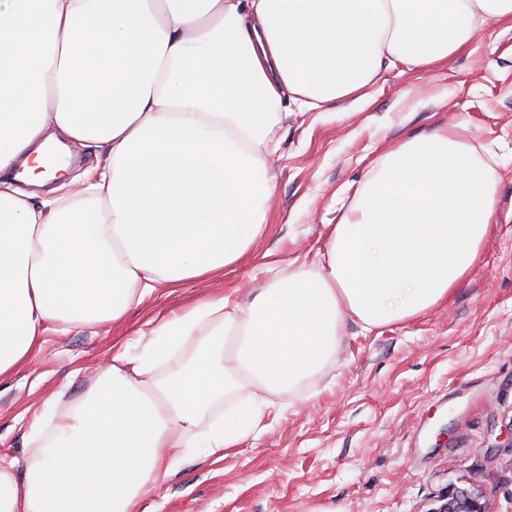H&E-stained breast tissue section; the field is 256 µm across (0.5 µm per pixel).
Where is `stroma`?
<instances>
[{
    "label": "stroma",
    "instance_id": "obj_1",
    "mask_svg": "<svg viewBox=\"0 0 512 512\" xmlns=\"http://www.w3.org/2000/svg\"><path fill=\"white\" fill-rule=\"evenodd\" d=\"M464 127L494 162L498 210L480 263L448 300L366 332L349 322L311 396L264 420L224 457L187 455L137 512H431L454 486L512 512V29L497 25L447 64L386 70L364 98L275 129L270 228L222 276L153 296L121 322L47 334L0 382V454L22 459L21 417L88 388L93 360L196 301L265 287L256 258L325 245L382 155L411 135Z\"/></svg>",
    "mask_w": 512,
    "mask_h": 512
}]
</instances>
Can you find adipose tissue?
Listing matches in <instances>:
<instances>
[{
    "label": "adipose tissue",
    "instance_id": "adipose-tissue-1",
    "mask_svg": "<svg viewBox=\"0 0 512 512\" xmlns=\"http://www.w3.org/2000/svg\"><path fill=\"white\" fill-rule=\"evenodd\" d=\"M512 0H0V380L47 333L120 322L222 275L269 226L290 108L445 64ZM54 140L95 144L77 180ZM54 182L48 196L32 189ZM497 178L454 130L382 156L313 262L266 252L250 302L203 298L57 392L0 458V512H136L191 452L224 456L342 343L444 302L476 268Z\"/></svg>",
    "mask_w": 512,
    "mask_h": 512
}]
</instances>
